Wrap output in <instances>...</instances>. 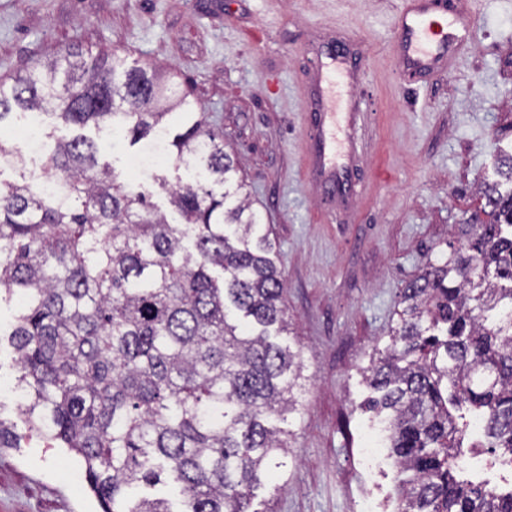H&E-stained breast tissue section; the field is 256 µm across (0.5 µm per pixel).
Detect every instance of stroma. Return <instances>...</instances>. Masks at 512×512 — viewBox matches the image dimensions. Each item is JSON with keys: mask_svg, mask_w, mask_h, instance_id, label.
I'll list each match as a JSON object with an SVG mask.
<instances>
[{"mask_svg": "<svg viewBox=\"0 0 512 512\" xmlns=\"http://www.w3.org/2000/svg\"><path fill=\"white\" fill-rule=\"evenodd\" d=\"M402 0H0V81L65 48L118 53L129 67H159L224 132L278 254L290 330L303 377L285 465L258 497L273 512H396L398 469L376 466L366 441L382 424L364 380L395 327L402 288L458 238L477 193L512 154V0H465L476 32L451 73L422 83L396 71L393 17ZM353 36L366 64L352 108L369 114L374 148L360 165L372 194L350 216L331 214L304 174L301 122L315 45ZM30 125L69 140L84 135L100 164L180 223L167 187L204 174L109 128L78 129L16 111L0 139ZM0 419L17 437L0 449V512H101L82 460L29 433L20 402L0 389Z\"/></svg>", "mask_w": 512, "mask_h": 512, "instance_id": "1", "label": "stroma"}]
</instances>
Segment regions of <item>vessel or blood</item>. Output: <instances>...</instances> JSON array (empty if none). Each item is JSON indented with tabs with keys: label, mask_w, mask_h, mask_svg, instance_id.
<instances>
[{
	"label": "vessel or blood",
	"mask_w": 512,
	"mask_h": 512,
	"mask_svg": "<svg viewBox=\"0 0 512 512\" xmlns=\"http://www.w3.org/2000/svg\"><path fill=\"white\" fill-rule=\"evenodd\" d=\"M472 39V18L462 0H404L394 21L391 53L399 70L432 76L449 70ZM363 63V57L340 44L319 50L303 109L306 174L325 199L343 206L366 193L369 184L354 176V120L343 112L336 87L352 86Z\"/></svg>",
	"instance_id": "b4317fda"
}]
</instances>
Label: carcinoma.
<instances>
[{
    "instance_id": "carcinoma-1",
    "label": "carcinoma",
    "mask_w": 512,
    "mask_h": 512,
    "mask_svg": "<svg viewBox=\"0 0 512 512\" xmlns=\"http://www.w3.org/2000/svg\"><path fill=\"white\" fill-rule=\"evenodd\" d=\"M68 125L122 122L131 142L167 138L221 192L168 190L184 223L99 165L84 136L44 154L61 200L0 187V288L20 303L9 340L23 414L48 448L84 462L102 512H261L256 491L284 466L299 354L284 284L224 135L155 69L69 48L0 83L16 110ZM179 114L177 126L164 119ZM511 187L480 193L462 243L403 289L399 322L368 369L403 478L397 512H512V491L457 478L467 406L496 457L512 456Z\"/></svg>"
}]
</instances>
